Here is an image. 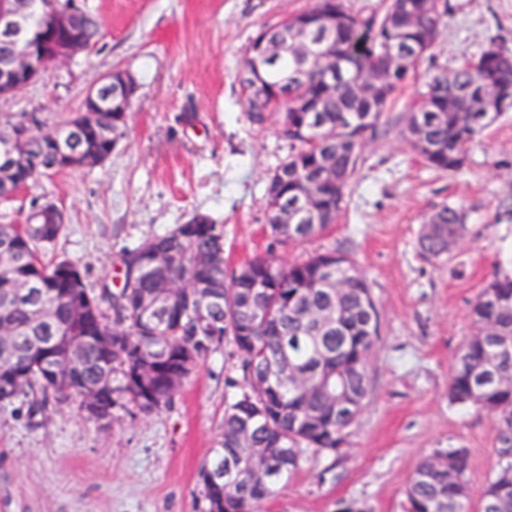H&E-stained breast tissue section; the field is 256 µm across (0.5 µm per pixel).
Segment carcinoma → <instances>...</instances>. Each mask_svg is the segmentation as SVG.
<instances>
[{
  "instance_id": "cac0c4a2",
  "label": "carcinoma",
  "mask_w": 512,
  "mask_h": 512,
  "mask_svg": "<svg viewBox=\"0 0 512 512\" xmlns=\"http://www.w3.org/2000/svg\"><path fill=\"white\" fill-rule=\"evenodd\" d=\"M399 0L368 15L344 0H314L290 18L294 39L320 43L309 81L293 75L301 58L283 52L268 63L272 91H248V116L261 126L277 116L288 140L286 158L267 184L270 207L299 211L310 200L317 220L280 224L281 242L310 240L336 223L365 138L393 93L433 48L446 13L416 6L398 13ZM89 39L103 37L88 10L72 16ZM493 83L512 89V55L484 50L453 71L436 76L407 113L403 135L430 167L461 170L458 156L502 113L479 109L478 93ZM306 95L316 112L279 108ZM125 136V113L100 112L94 122L71 113L57 124L21 112L0 122V204L43 178L88 166L112 155ZM467 215L445 204L423 225L418 244L434 258L448 254L467 233ZM49 208L30 209L21 224H0V402L34 390L42 399L75 395L101 379L112 383L106 415L126 398L142 412L169 405L183 380L221 346L224 364L241 373L210 466L202 473L208 512H257L258 506L299 468L308 450H339L344 432L367 397L371 355L380 340V317L368 281L336 251L283 265L257 257L227 275L224 230L208 217L178 224L122 252L123 283L88 288L75 263L47 258L65 230ZM476 333L454 364L448 394L462 406L512 417V274L490 279L473 307ZM82 349L74 362L69 353ZM347 403L336 407L337 401ZM463 448L436 451L417 466L406 491L409 512H470L471 496H457L451 476L465 478ZM512 453L499 449L498 470L479 492L478 512H512ZM218 474L221 482H211Z\"/></svg>"
}]
</instances>
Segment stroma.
Here are the masks:
<instances>
[{
    "label": "stroma",
    "instance_id": "stroma-1",
    "mask_svg": "<svg viewBox=\"0 0 512 512\" xmlns=\"http://www.w3.org/2000/svg\"><path fill=\"white\" fill-rule=\"evenodd\" d=\"M313 0H84L105 31L77 61L49 69L0 114L34 112L47 124L77 109L86 90L121 68L139 91L127 132L104 165L42 179L0 210L23 219L32 198L63 210L53 252L78 263L92 288L119 287L124 248L207 215L224 229L228 271L271 257L283 264L339 250L366 277L380 314L368 397L335 453L307 452L260 512H406L419 462L440 449L469 454L479 493L496 470L501 427L452 403L448 386L471 310L496 270L512 272V111L487 128L448 175L403 137L404 117L431 79L496 46L512 55V0H441L447 13L429 55L392 96L367 138L342 210L321 236L279 242L267 226L269 175L288 154L275 121L251 123L240 77L261 27ZM462 206L469 232L440 258L418 245L428 216ZM216 350L151 413L115 407L101 423L77 398L0 405V512H206L201 478L233 390Z\"/></svg>",
    "mask_w": 512,
    "mask_h": 512
}]
</instances>
